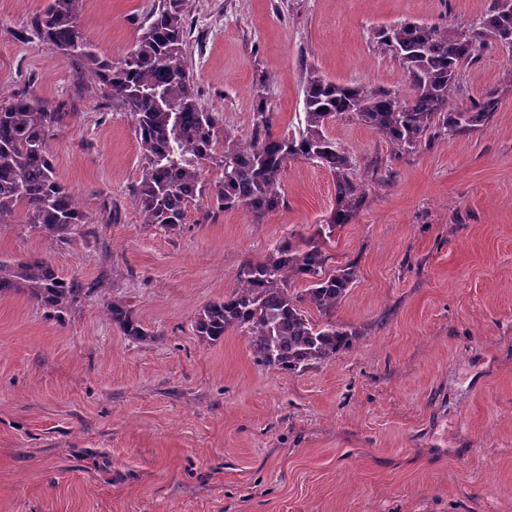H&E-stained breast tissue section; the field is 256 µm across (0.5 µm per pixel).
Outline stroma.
<instances>
[{"mask_svg":"<svg viewBox=\"0 0 512 512\" xmlns=\"http://www.w3.org/2000/svg\"><path fill=\"white\" fill-rule=\"evenodd\" d=\"M154 0H85L82 36L122 60ZM492 0H191L189 67L220 136L243 144L264 95L293 132L307 68L406 95L373 45L394 23L455 34ZM47 0H0V91L69 115L48 143L91 232L62 243L24 212L0 224V261L46 259L108 279L61 316L0 296V512H512V56L464 65L456 106L495 92L469 134L398 149L354 115L326 134L367 201L322 248L357 278L337 322L360 333L297 374L257 366L246 329L211 343L200 309L282 237L314 236L336 207L323 166L289 161L285 203L255 218L209 197L180 229L146 224L133 116L32 27ZM147 328L128 339L105 306Z\"/></svg>","mask_w":512,"mask_h":512,"instance_id":"obj_1","label":"stroma"}]
</instances>
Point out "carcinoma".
Instances as JSON below:
<instances>
[{
    "label": "carcinoma",
    "mask_w": 512,
    "mask_h": 512,
    "mask_svg": "<svg viewBox=\"0 0 512 512\" xmlns=\"http://www.w3.org/2000/svg\"><path fill=\"white\" fill-rule=\"evenodd\" d=\"M83 2L49 0L34 19L35 31L62 55L78 58L135 117L143 174L134 201L143 223L177 230L189 206L203 195L201 172L207 160L222 174L210 190L217 210L245 207L258 219L284 203L281 177L288 161H316L333 176L336 208L317 236H285L268 258L246 263L232 291L199 311L197 335L218 342L228 330L245 328L255 364L288 374L333 361L351 349L360 332L332 316L357 277L356 266L326 270L328 258L319 239L349 223L366 193L350 176L352 158L325 130L336 115L350 112L404 149L437 135L452 139L487 124L498 106L494 93L466 107L453 105L452 93L462 65L475 61L479 50L489 46L512 53V0H492L479 27L452 36L435 25L414 22L378 29V52L397 60L407 73L405 98L329 80L311 68L303 86V118L294 134L271 133L272 118L261 96L251 140L242 145L224 139L219 158L213 157L219 114L199 106L186 57L189 0H157L132 50L118 63L83 41L78 29ZM69 117L25 91L0 95V223L21 208L28 223L51 240L63 243L82 233L87 215L56 175L48 152V141ZM295 279L305 281L306 288L292 292ZM101 287L98 280L66 279L45 259L0 262V295L22 292L57 317ZM307 306L324 321H312ZM106 311L128 338L149 336L125 306L113 302Z\"/></svg>",
    "instance_id": "obj_1"
}]
</instances>
